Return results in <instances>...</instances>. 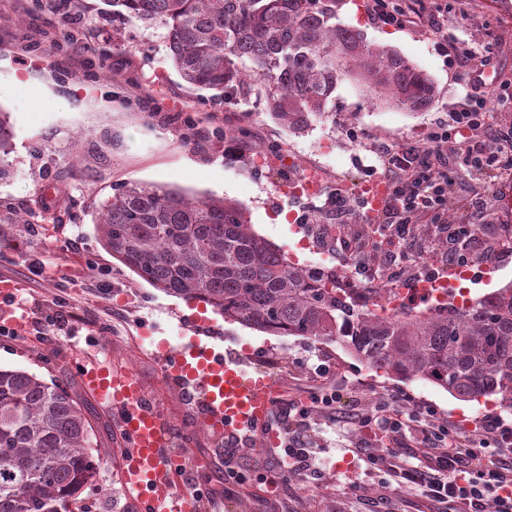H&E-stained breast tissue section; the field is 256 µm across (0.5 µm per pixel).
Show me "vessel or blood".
Segmentation results:
<instances>
[{"instance_id":"1","label":"vessel or blood","mask_w":512,"mask_h":512,"mask_svg":"<svg viewBox=\"0 0 512 512\" xmlns=\"http://www.w3.org/2000/svg\"><path fill=\"white\" fill-rule=\"evenodd\" d=\"M386 195V183L380 178L361 190L371 214L382 208ZM158 356L171 381L202 391L203 423L228 437L277 441L269 420L279 390L264 371H246L235 357L215 352L195 339L179 348H160ZM82 377L86 388L119 417L127 440L119 461L125 484L139 500L141 512H198L195 493L175 487L177 468L168 428L142 385L129 372L100 365L84 370Z\"/></svg>"}]
</instances>
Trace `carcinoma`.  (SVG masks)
I'll return each instance as SVG.
<instances>
[{
    "instance_id": "obj_1",
    "label": "carcinoma",
    "mask_w": 512,
    "mask_h": 512,
    "mask_svg": "<svg viewBox=\"0 0 512 512\" xmlns=\"http://www.w3.org/2000/svg\"><path fill=\"white\" fill-rule=\"evenodd\" d=\"M339 0H104L112 23L166 30L172 68L212 99L266 103L301 132L329 116L339 80L375 104L413 113L435 82L398 51L336 22ZM13 128L0 109V180L10 176ZM112 258L165 294L275 336L336 343L372 370L426 380L458 400L512 408V283L426 311L390 317L319 268L288 261L254 232L243 207L212 196L129 181L96 219ZM84 402L56 381L0 367V512H71L101 461Z\"/></svg>"
}]
</instances>
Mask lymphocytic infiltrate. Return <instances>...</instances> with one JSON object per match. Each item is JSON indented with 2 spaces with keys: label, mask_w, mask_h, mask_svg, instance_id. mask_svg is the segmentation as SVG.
I'll list each match as a JSON object with an SVG mask.
<instances>
[{
  "label": "lymphocytic infiltrate",
  "mask_w": 512,
  "mask_h": 512,
  "mask_svg": "<svg viewBox=\"0 0 512 512\" xmlns=\"http://www.w3.org/2000/svg\"><path fill=\"white\" fill-rule=\"evenodd\" d=\"M485 114L482 99L455 112L452 124L441 123L429 131L431 147L427 150L381 147L390 187V203L382 213L395 228L385 241L388 255H395L405 242L406 226L415 215L439 217L448 209V189L455 182L456 170L440 151V144L465 130L471 138L461 150L463 164L500 161L498 148L478 139L487 129ZM355 421L362 427L379 425L391 438L406 433L415 439L429 462L428 470L404 463L387 445L368 452V465L400 487H420L433 512H512V428L499 419L483 421L475 438L468 441L461 440L450 425L427 421L417 412L398 413L387 405L358 412ZM478 446L489 449V463L477 464L474 449Z\"/></svg>",
  "instance_id": "lymphocytic-infiltrate-1"
}]
</instances>
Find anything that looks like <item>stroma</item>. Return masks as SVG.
<instances>
[{"label":"stroma","instance_id":"obj_1","mask_svg":"<svg viewBox=\"0 0 512 512\" xmlns=\"http://www.w3.org/2000/svg\"><path fill=\"white\" fill-rule=\"evenodd\" d=\"M372 7L373 0H342L336 20L360 30L368 43L411 59L434 80L435 100L411 114L370 103L346 79L336 87L333 115L298 135L258 98L213 102L188 89L166 58L163 28L124 23V43L113 47L103 0H0V107L15 133L0 206L26 218L0 226L6 240L0 278L14 280L18 309L27 318L23 334L0 335V365L55 379L83 395L101 458L90 501L114 500L120 512H136L130 493L112 491L123 439L115 416L84 387L82 370L94 362L140 381L166 420L172 450L182 456L183 479L205 494L203 512L213 505L218 512H371L376 505L382 512H429L420 488L398 487L369 470L366 452L377 448L378 436L356 426L353 415L394 399L401 411L411 402L433 411L464 441L491 416L512 426L510 411L485 410L429 382L370 371L338 345L262 333L224 320L205 303L168 296L99 242L95 217L115 185L134 180L238 201L253 229L291 262L338 265L361 275L384 236L382 218L366 219L358 193L362 183L383 174L379 145L428 148L429 130L476 96L487 102L489 134L512 141V0H413L403 28L376 23ZM433 16L447 20L444 35L470 57V75L439 50L429 28ZM238 127L246 134L231 147L213 136ZM260 146L272 165L256 166ZM312 170L322 175L317 194L289 191ZM511 178L501 167L458 168L455 220L477 227L472 258L496 266L489 282L462 280L474 297L512 281V243L503 238L500 205ZM338 193L353 203L339 216L329 211ZM471 198L481 199L483 209H469ZM325 223L344 225L354 251H338L335 237L321 231ZM447 249L432 215L417 217L407 244L410 260L395 262L397 276L437 272L447 264ZM38 260L44 271L35 269ZM60 311L64 319L53 321ZM193 336L275 379L278 443L232 448L220 435L197 440L199 394L164 380L156 355L158 343L177 347ZM319 366L325 369L320 377ZM321 390L336 392L337 403L309 420L311 463L284 471L288 413ZM226 461L241 481L214 480ZM270 473L276 482L267 481Z\"/></svg>","mask_w":512,"mask_h":512}]
</instances>
